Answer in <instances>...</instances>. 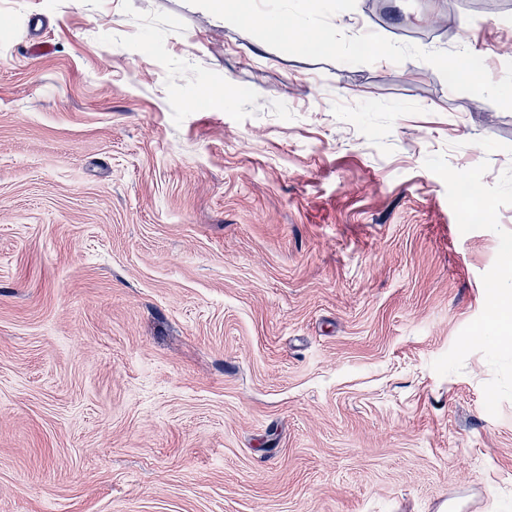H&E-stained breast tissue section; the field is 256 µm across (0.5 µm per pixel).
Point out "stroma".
<instances>
[{
  "label": "stroma",
  "mask_w": 512,
  "mask_h": 512,
  "mask_svg": "<svg viewBox=\"0 0 512 512\" xmlns=\"http://www.w3.org/2000/svg\"><path fill=\"white\" fill-rule=\"evenodd\" d=\"M332 22L512 61V0ZM508 241L512 110L426 62L0 0V512H512Z\"/></svg>",
  "instance_id": "35a3bbf8"
}]
</instances>
